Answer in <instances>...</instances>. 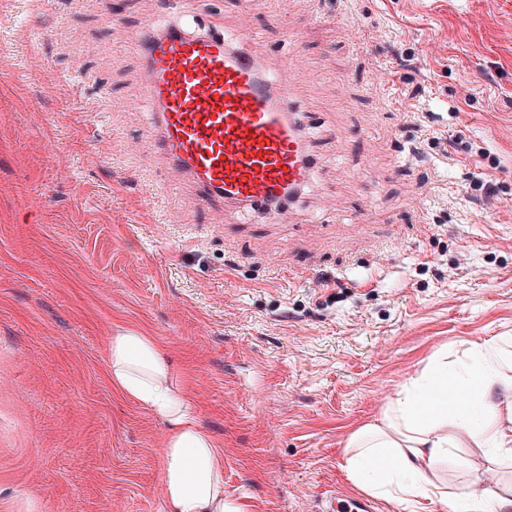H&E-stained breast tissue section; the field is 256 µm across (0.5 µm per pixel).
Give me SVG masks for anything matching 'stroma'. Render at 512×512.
I'll list each match as a JSON object with an SVG mask.
<instances>
[{
    "label": "stroma",
    "mask_w": 512,
    "mask_h": 512,
    "mask_svg": "<svg viewBox=\"0 0 512 512\" xmlns=\"http://www.w3.org/2000/svg\"><path fill=\"white\" fill-rule=\"evenodd\" d=\"M163 12L291 56L317 164L282 223L191 207L148 147L129 43ZM127 327L223 449L225 502L354 494L352 432L439 355L512 338V0H0V512H168L166 425L107 374Z\"/></svg>",
    "instance_id": "35a3bbf8"
}]
</instances>
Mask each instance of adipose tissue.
Segmentation results:
<instances>
[{"label": "adipose tissue", "instance_id": "adipose-tissue-1", "mask_svg": "<svg viewBox=\"0 0 512 512\" xmlns=\"http://www.w3.org/2000/svg\"><path fill=\"white\" fill-rule=\"evenodd\" d=\"M467 360L426 367L382 414L350 435L346 469L354 486L421 512L445 500L452 512H512V367L498 340L470 343ZM112 385L167 425L161 450L170 512H241L224 500V452L199 424L193 398L175 380L170 358L144 332L125 328L108 341ZM471 448L497 475L494 488L453 490L454 451Z\"/></svg>", "mask_w": 512, "mask_h": 512}]
</instances>
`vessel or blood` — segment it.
<instances>
[{
	"mask_svg": "<svg viewBox=\"0 0 512 512\" xmlns=\"http://www.w3.org/2000/svg\"><path fill=\"white\" fill-rule=\"evenodd\" d=\"M230 38L192 35L150 20L131 42L144 59V96L155 116L154 150L194 185L199 206L263 209L281 220L282 204L310 179L315 159L285 76ZM324 512H372L370 502L329 494Z\"/></svg>",
	"mask_w": 512,
	"mask_h": 512,
	"instance_id": "obj_1",
	"label": "vessel or blood"
}]
</instances>
